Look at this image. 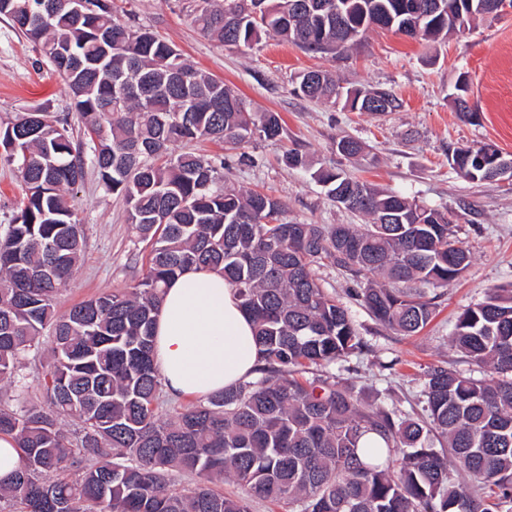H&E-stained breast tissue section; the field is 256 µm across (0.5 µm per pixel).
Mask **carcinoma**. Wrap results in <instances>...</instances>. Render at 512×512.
<instances>
[{"mask_svg": "<svg viewBox=\"0 0 512 512\" xmlns=\"http://www.w3.org/2000/svg\"><path fill=\"white\" fill-rule=\"evenodd\" d=\"M201 0L191 22L222 46L275 34L310 52L342 55L379 28L429 41L488 16L491 0ZM0 18L39 46L84 121L74 143L65 118L26 112L0 124L6 161L17 163L23 206L0 231V382L17 391L0 408L23 469L0 483V512H250V500L289 512H512V290L458 316L448 347L487 372L476 379L432 364L423 417L370 401L331 371L364 352L346 305L315 269L330 265L360 288L348 298L382 325L422 330L434 313L423 287L446 288L470 264L448 218L340 171L314 172L328 195L364 224H287L268 194L229 187L224 161L170 146L199 139L273 140L274 112L250 113L234 89L185 62L156 35L118 19L109 0H0ZM296 90L358 112H393L385 90L347 86L323 71ZM486 148L449 159L463 178L493 180ZM96 169L150 246L129 288L63 314L55 296L83 252L67 192ZM220 272L254 323L263 365L198 402L167 408L155 367V322L165 288L184 271ZM49 336L41 386L27 398L26 355ZM80 428L67 436L61 425ZM82 477L72 482L67 471ZM471 484H455L451 473ZM176 476H195L177 489ZM231 480L245 494L219 489Z\"/></svg>", "mask_w": 512, "mask_h": 512, "instance_id": "1", "label": "carcinoma"}]
</instances>
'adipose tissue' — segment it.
Listing matches in <instances>:
<instances>
[{
  "label": "adipose tissue",
  "instance_id": "ef3b65f1",
  "mask_svg": "<svg viewBox=\"0 0 512 512\" xmlns=\"http://www.w3.org/2000/svg\"><path fill=\"white\" fill-rule=\"evenodd\" d=\"M261 357L252 323L222 274L191 269L168 284L154 361L172 397L202 398L251 378Z\"/></svg>",
  "mask_w": 512,
  "mask_h": 512
}]
</instances>
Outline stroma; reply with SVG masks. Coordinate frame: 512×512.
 <instances>
[{
	"label": "stroma",
	"mask_w": 512,
	"mask_h": 512,
	"mask_svg": "<svg viewBox=\"0 0 512 512\" xmlns=\"http://www.w3.org/2000/svg\"><path fill=\"white\" fill-rule=\"evenodd\" d=\"M195 0H115L114 10L134 14V23L178 50L194 67L233 87L248 111L277 113L281 140L259 138L241 145L202 139L192 151L219 157L229 182L243 191L279 198L293 224H359L363 218L332 201L312 177L321 167L397 192L448 216L472 254L470 266L435 301L428 326L401 336L378 324L358 304L352 319L367 347L350 357L349 376L369 396L403 413L422 409L427 366L480 377L478 368L450 350L458 314L481 303L490 288L512 289V181L471 182L448 158L456 148L493 146L512 155V12L472 24L469 31L436 42L374 30L348 56L309 53L273 35L249 47L220 46L190 22ZM327 70L369 88L393 93L400 106L378 114L354 112L294 94L299 74ZM474 112L460 119L454 109L459 85ZM40 109L67 118L74 134L83 126L63 82L38 47L0 20V121ZM367 147L351 159L336 151L340 138ZM306 154L309 168H292L289 149ZM82 224L84 252L74 277L55 299L58 312L127 288L145 269L146 244L138 242L124 204L106 194L94 169L68 193Z\"/></svg>",
	"instance_id": "1"
}]
</instances>
